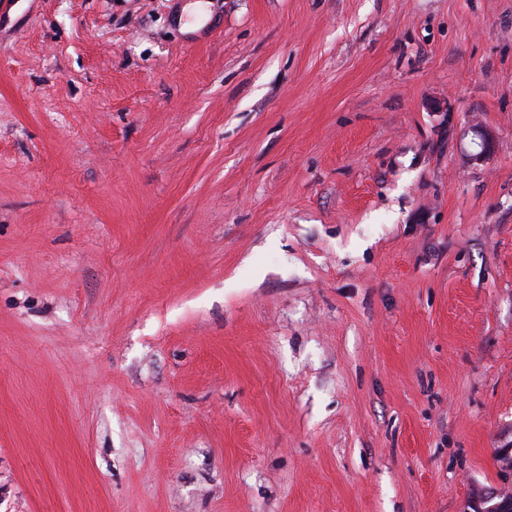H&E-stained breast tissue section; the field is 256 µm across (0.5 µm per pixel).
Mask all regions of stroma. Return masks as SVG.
Returning <instances> with one entry per match:
<instances>
[{
  "mask_svg": "<svg viewBox=\"0 0 512 512\" xmlns=\"http://www.w3.org/2000/svg\"><path fill=\"white\" fill-rule=\"evenodd\" d=\"M185 2L0 0V512L512 489V0Z\"/></svg>",
  "mask_w": 512,
  "mask_h": 512,
  "instance_id": "35a3bbf8",
  "label": "stroma"
}]
</instances>
